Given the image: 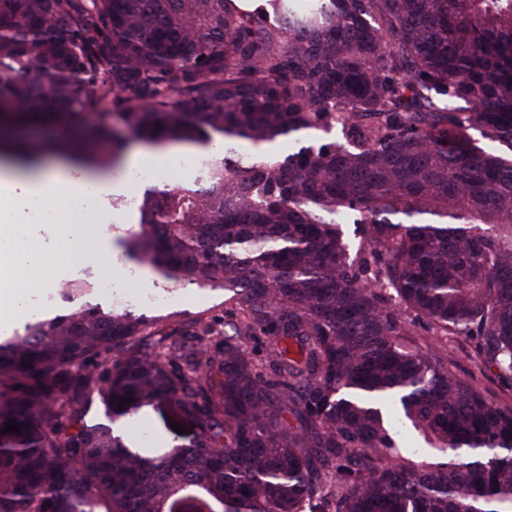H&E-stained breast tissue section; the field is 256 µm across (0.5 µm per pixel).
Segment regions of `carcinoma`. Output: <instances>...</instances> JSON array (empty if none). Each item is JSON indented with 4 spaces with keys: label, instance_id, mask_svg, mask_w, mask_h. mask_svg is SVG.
<instances>
[{
    "label": "carcinoma",
    "instance_id": "cac0c4a2",
    "mask_svg": "<svg viewBox=\"0 0 512 512\" xmlns=\"http://www.w3.org/2000/svg\"><path fill=\"white\" fill-rule=\"evenodd\" d=\"M271 6L0 0V129L69 133L0 160L220 138L115 242L224 291L222 332L86 301L0 337V512H512V403L425 340L512 391V0ZM152 403L194 438L130 449ZM432 346L448 350V368L457 377L469 380L485 395L496 402H512V392L504 389L497 380L485 375L467 343L457 336H432Z\"/></svg>",
    "mask_w": 512,
    "mask_h": 512
}]
</instances>
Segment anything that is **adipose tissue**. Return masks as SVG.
<instances>
[{
	"label": "adipose tissue",
	"mask_w": 512,
	"mask_h": 512,
	"mask_svg": "<svg viewBox=\"0 0 512 512\" xmlns=\"http://www.w3.org/2000/svg\"><path fill=\"white\" fill-rule=\"evenodd\" d=\"M123 185L105 172L85 168L74 170L71 164L59 162L56 167L21 176L10 169L0 170V223L10 214L16 193H23L30 205L46 206L56 201L77 203L85 213L92 212L93 191L122 190Z\"/></svg>",
	"instance_id": "obj_1"
}]
</instances>
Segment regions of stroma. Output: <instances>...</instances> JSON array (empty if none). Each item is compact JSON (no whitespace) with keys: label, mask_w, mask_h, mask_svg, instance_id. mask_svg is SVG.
<instances>
[{"label":"stroma","mask_w":512,"mask_h":512,"mask_svg":"<svg viewBox=\"0 0 512 512\" xmlns=\"http://www.w3.org/2000/svg\"><path fill=\"white\" fill-rule=\"evenodd\" d=\"M112 196L109 190L99 194L95 214L80 215L76 231L72 234L62 232L61 227L66 222V213L73 211V204H65L63 211L54 213L40 224L34 223L28 206H17L14 223L7 231L0 233V238L12 245L5 262H0V275L18 263H26L41 276L38 289L42 292L83 279V268L88 263L94 266L91 273L94 280L121 279L127 265L120 259V250L114 248L102 254L95 247L98 240L111 232L113 225L134 221L132 213L113 210ZM169 309L178 313L184 322L200 316L219 320L224 315V293L190 284L180 285L176 288ZM431 344L447 350L448 368L455 376L469 380L493 401H512V392L483 373L462 338L436 336ZM174 440L186 443L190 436L177 434L167 417L151 407L141 408L125 424L124 441L133 449L165 448Z\"/></svg>","instance_id":"1"}]
</instances>
